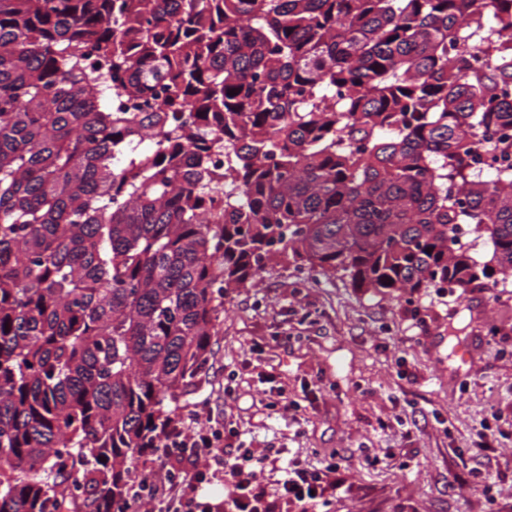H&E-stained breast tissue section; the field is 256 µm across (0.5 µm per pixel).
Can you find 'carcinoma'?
<instances>
[{"mask_svg": "<svg viewBox=\"0 0 512 512\" xmlns=\"http://www.w3.org/2000/svg\"><path fill=\"white\" fill-rule=\"evenodd\" d=\"M486 2L0 0V512H129L275 251L388 296L512 277V164L463 148L512 127V0ZM466 57L469 61L471 70L476 73L481 71L485 65L484 49L486 40L480 33L470 32L465 41ZM484 133L472 134L469 133L466 137L467 142L469 143L470 149L472 153L479 159V163L477 164L482 170H487L489 168V145L491 141H494L499 136V133H489L491 135V140H487L488 137L483 136Z\"/></svg>", "mask_w": 512, "mask_h": 512, "instance_id": "obj_1", "label": "carcinoma"}]
</instances>
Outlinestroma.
Segmentation results:
<instances>
[{
	"mask_svg": "<svg viewBox=\"0 0 512 512\" xmlns=\"http://www.w3.org/2000/svg\"><path fill=\"white\" fill-rule=\"evenodd\" d=\"M181 404L185 427L220 430L228 452L277 469L338 461L345 487L322 512H487L481 492H449L448 477L468 479L488 427L498 512H512V283L390 297L277 256L225 294L206 374ZM161 460L138 463L149 512L171 497Z\"/></svg>",
	"mask_w": 512,
	"mask_h": 512,
	"instance_id": "stroma-1",
	"label": "stroma"
}]
</instances>
